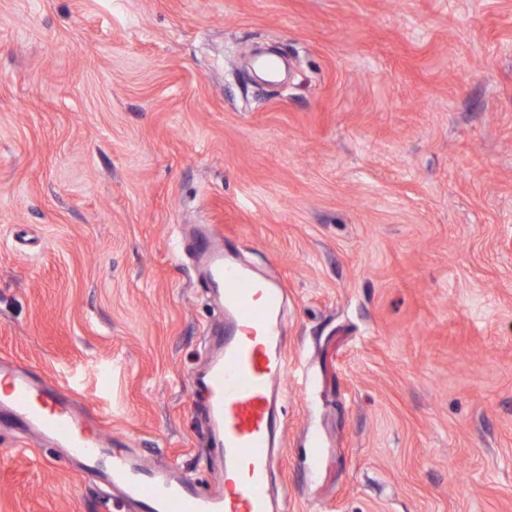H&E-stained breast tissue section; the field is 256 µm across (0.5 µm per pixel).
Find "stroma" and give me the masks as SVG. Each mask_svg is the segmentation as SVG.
Returning a JSON list of instances; mask_svg holds the SVG:
<instances>
[{"label":"stroma","instance_id":"35a3bbf8","mask_svg":"<svg viewBox=\"0 0 512 512\" xmlns=\"http://www.w3.org/2000/svg\"><path fill=\"white\" fill-rule=\"evenodd\" d=\"M287 292V512H512V0H0V360L204 486L224 318ZM0 512H131L0 422Z\"/></svg>","mask_w":512,"mask_h":512}]
</instances>
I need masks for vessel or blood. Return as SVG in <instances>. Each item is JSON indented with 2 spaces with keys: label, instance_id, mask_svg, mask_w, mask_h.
Instances as JSON below:
<instances>
[{
  "label": "vessel or blood",
  "instance_id": "b4317fda",
  "mask_svg": "<svg viewBox=\"0 0 512 512\" xmlns=\"http://www.w3.org/2000/svg\"><path fill=\"white\" fill-rule=\"evenodd\" d=\"M190 249L200 276L224 312L216 354L193 382L207 398L208 433L225 470L241 475L221 491L187 480L114 446L86 426L70 400L47 382L0 362V408L22 427L66 448L81 472L133 503L137 512H281L270 491L273 444L281 423L283 290L258 276L225 248L222 237L199 231Z\"/></svg>",
  "mask_w": 512,
  "mask_h": 512
}]
</instances>
